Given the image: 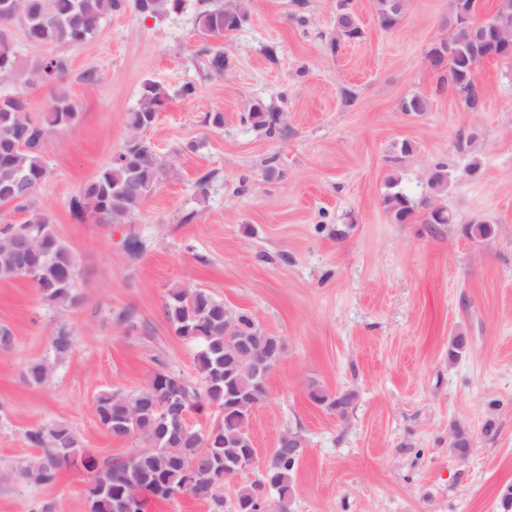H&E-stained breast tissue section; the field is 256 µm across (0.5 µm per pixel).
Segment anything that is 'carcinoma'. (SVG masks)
Wrapping results in <instances>:
<instances>
[{"instance_id":"cac0c4a2","label":"carcinoma","mask_w":512,"mask_h":512,"mask_svg":"<svg viewBox=\"0 0 512 512\" xmlns=\"http://www.w3.org/2000/svg\"><path fill=\"white\" fill-rule=\"evenodd\" d=\"M128 7L145 18H158L183 11L185 0H0V82L49 84L62 80L68 72V61L60 55L22 61L4 25L21 22L28 41L36 46H79L94 37L104 19ZM479 8V0H462L463 17L449 22L451 45L435 47L430 52L440 82L455 89L473 112L482 105V92L474 80L476 67L489 56L512 57V50L497 47L498 31L512 24V14H503L497 4L490 18L475 23L473 16ZM376 9L380 24L391 29L402 18L405 4L404 0H376ZM245 15L241 0L227 12L219 6L207 8L198 13L196 29L203 37L219 42L224 32L239 28ZM362 37L360 22L349 7V0H338L336 36L330 43L331 49L337 50L340 44ZM204 54L208 67L217 73L224 72L229 64L228 56L220 49L207 47ZM168 101L169 94L159 83L147 80L142 84L137 105L129 112L128 133L120 150L97 177L71 198L73 219L80 223L120 224L143 205L164 172L161 158L143 132L155 123ZM427 110L428 101L420 94L402 103L404 112L419 114ZM79 118L76 105L64 94L54 99L39 121L31 118L24 98L0 99V192H9L4 204L27 213L20 224L0 226V280L26 278L43 301L61 308H73L80 302L75 288L77 260L57 236L49 214L35 207L33 199L48 175L44 155L51 134ZM243 121L265 130L271 137L286 134L279 114L260 104L252 105ZM447 185V165L439 162L434 165L428 186L441 193ZM383 203L398 222H405L412 215L410 199L394 183L390 184ZM465 232L482 241L495 233V227L477 221L466 225ZM163 311L175 334L197 345L194 363L202 386L196 388L180 375L160 367L152 372L146 386L137 391L101 394L96 411L103 430L114 440L138 441L140 450L101 468L92 455L82 451L77 435L68 426L56 423L29 434L31 443L44 452L17 471L19 478L48 486L56 482L62 468L79 465L91 474L87 502L93 505L94 512H115L113 504L117 502L122 504L123 512H147L149 497L155 496L154 486L185 487L186 467L195 463L198 477L186 487V492L211 500L218 509L224 508L221 494L229 481L218 484L209 478L211 454L226 461L241 458L252 412V405L231 407L229 395L242 391L252 396L253 405L261 404L267 388L255 377V369L260 365H277L285 344L281 337L274 336L270 343L242 347L240 339L259 331L253 318L246 312H237L224 319V301L205 289H170ZM73 345V336L63 327L51 336L57 360L65 358ZM51 369L48 361H33L25 375L29 383L44 385ZM309 398L343 415L351 405L352 394L331 396L314 384ZM210 408L218 411L211 446L207 445L202 429L186 422V412ZM298 462L299 458L288 455V449L274 448L268 495L260 493L254 483L236 489L233 499L246 506V512H269L270 496L279 501L295 496L294 472Z\"/></svg>"}]
</instances>
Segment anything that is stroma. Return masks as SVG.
<instances>
[{
    "label": "stroma",
    "mask_w": 512,
    "mask_h": 512,
    "mask_svg": "<svg viewBox=\"0 0 512 512\" xmlns=\"http://www.w3.org/2000/svg\"><path fill=\"white\" fill-rule=\"evenodd\" d=\"M337 0H245L247 17L227 33L223 74L211 73L196 32L199 0L159 19L133 9L104 20L77 47L31 45L22 57L63 55L62 85L0 83L22 93L40 119L65 94L78 122L50 139L36 204L74 252L79 306L40 299L24 279L0 280V512H33L47 499L87 512L84 473L62 470L50 486L10 480L41 453L31 430L69 426L99 464L133 452L100 427L96 400L145 386L157 367L200 385L195 347L163 312L170 288H204L249 313L286 353L249 428L259 462L280 434L299 431L306 452L295 471L292 512H504L512 488V59L475 71L484 105L471 112L439 87L428 54L448 36L451 0H407L391 29L375 0H352L364 36L332 52ZM97 70V85L80 75ZM170 101L145 131L165 164L155 191L124 224L80 223L69 201L111 161L145 80ZM193 84L185 97L181 89ZM414 94L419 115L402 112ZM255 103L278 112L285 136L243 122ZM224 115L221 128L211 113ZM410 155H402V144ZM448 165V190L427 182ZM477 174H470L471 163ZM275 176H268V167ZM207 187H200L201 178ZM414 203L396 223L383 205L390 180ZM447 207L451 224H429ZM496 228L483 241L464 228ZM146 249L130 257L129 233ZM74 338L54 360L58 328ZM469 338L448 358L456 332ZM53 360L47 384H30V362ZM353 393L346 414L314 404L310 381ZM469 439L466 455L453 431Z\"/></svg>",
    "instance_id": "1"
}]
</instances>
